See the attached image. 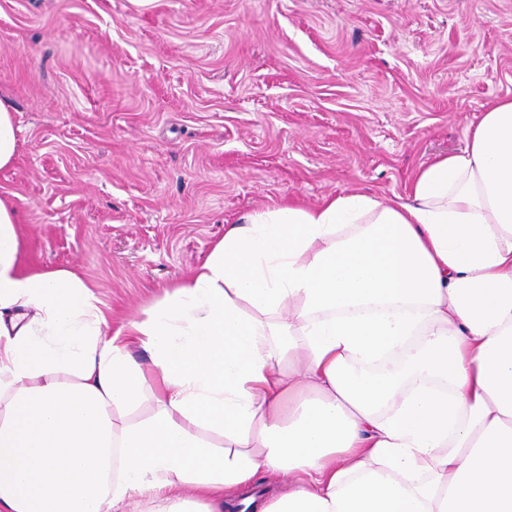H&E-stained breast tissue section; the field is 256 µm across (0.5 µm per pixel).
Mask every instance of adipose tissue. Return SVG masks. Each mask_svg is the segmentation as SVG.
Segmentation results:
<instances>
[{
    "instance_id": "adipose-tissue-1",
    "label": "adipose tissue",
    "mask_w": 512,
    "mask_h": 512,
    "mask_svg": "<svg viewBox=\"0 0 512 512\" xmlns=\"http://www.w3.org/2000/svg\"><path fill=\"white\" fill-rule=\"evenodd\" d=\"M19 222L0 196V512H224L261 473L259 512H512V98L407 195L228 225L117 330Z\"/></svg>"
}]
</instances>
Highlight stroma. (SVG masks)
I'll return each mask as SVG.
<instances>
[{"label":"stroma","instance_id":"obj_1","mask_svg":"<svg viewBox=\"0 0 512 512\" xmlns=\"http://www.w3.org/2000/svg\"><path fill=\"white\" fill-rule=\"evenodd\" d=\"M505 97L512 0H0V195L118 328L252 211L406 195ZM16 114L11 105L0 99V169L15 161L21 148Z\"/></svg>","mask_w":512,"mask_h":512}]
</instances>
